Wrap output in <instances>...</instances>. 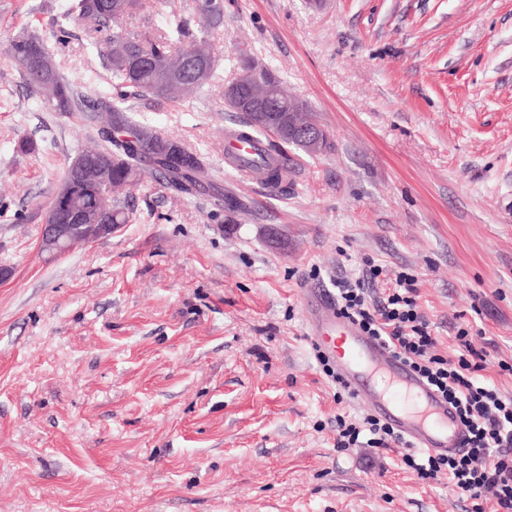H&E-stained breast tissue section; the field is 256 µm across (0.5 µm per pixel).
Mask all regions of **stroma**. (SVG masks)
Returning a JSON list of instances; mask_svg holds the SVG:
<instances>
[{
  "instance_id": "stroma-1",
  "label": "stroma",
  "mask_w": 512,
  "mask_h": 512,
  "mask_svg": "<svg viewBox=\"0 0 512 512\" xmlns=\"http://www.w3.org/2000/svg\"><path fill=\"white\" fill-rule=\"evenodd\" d=\"M223 2L219 80L131 102L205 153V188L144 178L120 194L129 224L53 257L44 210L99 126L32 96L3 49L39 35L90 99L109 74L83 30L57 41L68 0H0V512L487 510L491 492L422 482L399 449L337 447V416L369 411L315 357L299 291L370 262L375 297L414 275L436 354L467 328L512 398V0ZM196 7L154 0L121 25ZM243 47L334 144L287 147L280 190L224 161ZM217 190L241 209H216Z\"/></svg>"
}]
</instances>
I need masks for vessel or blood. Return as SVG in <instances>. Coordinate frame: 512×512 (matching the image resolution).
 <instances>
[{"label": "vessel or blood", "instance_id": "b4317fda", "mask_svg": "<svg viewBox=\"0 0 512 512\" xmlns=\"http://www.w3.org/2000/svg\"><path fill=\"white\" fill-rule=\"evenodd\" d=\"M301 300L313 347L335 360L356 402L369 406L416 449L449 454L463 448L466 432L454 409L382 342L341 315L329 289H305Z\"/></svg>", "mask_w": 512, "mask_h": 512}]
</instances>
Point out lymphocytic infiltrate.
<instances>
[{
	"instance_id": "1",
	"label": "lymphocytic infiltrate",
	"mask_w": 512,
	"mask_h": 512,
	"mask_svg": "<svg viewBox=\"0 0 512 512\" xmlns=\"http://www.w3.org/2000/svg\"><path fill=\"white\" fill-rule=\"evenodd\" d=\"M381 272V267L373 265L356 280L337 279L341 313L393 349L454 404L469 433L462 453H407L403 463L420 479H446L475 499L483 490H492L493 512H512V399L480 380L478 373L485 369L487 358L472 349L467 330L456 334L463 350L457 360L436 354V338L417 309L414 278L399 275L385 297L368 301L367 287ZM338 428L336 445L340 448L357 445L365 429L371 434V446L391 448L403 443L390 426L374 417L366 419L361 428L343 421Z\"/></svg>"
}]
</instances>
